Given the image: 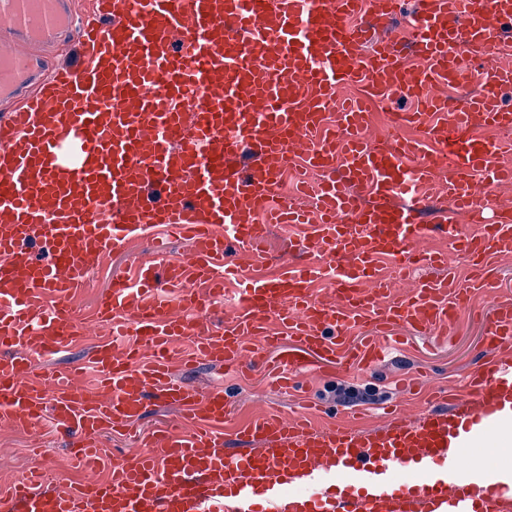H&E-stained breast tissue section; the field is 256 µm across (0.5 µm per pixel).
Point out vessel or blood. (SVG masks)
Segmentation results:
<instances>
[{"instance_id": "1", "label": "vessel or blood", "mask_w": 512, "mask_h": 512, "mask_svg": "<svg viewBox=\"0 0 512 512\" xmlns=\"http://www.w3.org/2000/svg\"><path fill=\"white\" fill-rule=\"evenodd\" d=\"M62 41L77 61L47 54ZM511 41L512 0H95L84 18L72 0H0V94L17 101L0 115V422L32 431L52 416L86 473L56 492L27 477L0 491V512H512V471L463 463L512 433L511 304L487 313L465 395L440 387L416 416L365 431L338 418L231 422L223 388L171 370H265L278 349L289 390L297 370L372 367L397 327L453 332L471 292H492L512 259V204L487 205L512 181L498 163L512 142L480 134L512 127V69L493 64ZM465 51L479 67H462ZM462 79L480 89L455 108L448 86ZM345 84L364 98L338 102ZM395 95L413 110L367 141L370 103ZM310 168L325 176L317 194L282 195L284 173ZM440 179L446 197L417 193ZM461 217L479 232L454 233ZM275 224L296 228L305 260L255 274ZM164 235L189 254L160 275L139 263L136 282L113 276L100 296L113 340L43 368L82 346L70 294L101 256ZM437 240L468 257L467 283L451 272L392 297L394 279L447 265L427 247ZM232 277L239 304L212 326ZM159 403L192 430L157 427L97 479L100 436Z\"/></svg>"}]
</instances>
